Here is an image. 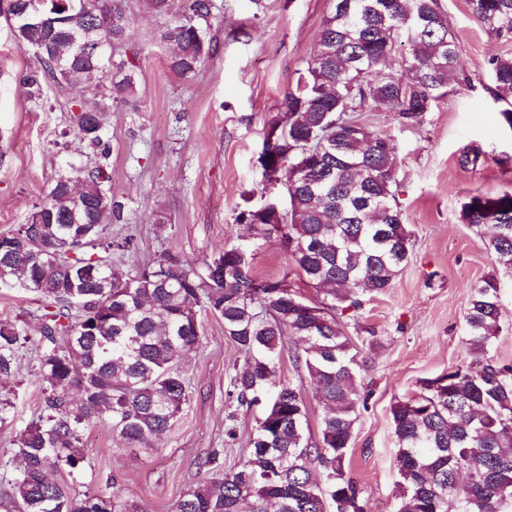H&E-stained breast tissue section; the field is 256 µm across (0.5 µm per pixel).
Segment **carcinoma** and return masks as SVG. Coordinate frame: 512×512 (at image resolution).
<instances>
[{
	"mask_svg": "<svg viewBox=\"0 0 512 512\" xmlns=\"http://www.w3.org/2000/svg\"><path fill=\"white\" fill-rule=\"evenodd\" d=\"M476 20L499 35L512 34V0H468ZM212 0H184L180 15L160 34L174 47L169 68L181 77L212 55L200 26ZM17 43L35 52L27 76L31 97L51 81L73 93L82 115L72 116L76 138L98 160L68 165L28 223L0 238V284L20 281L44 304L38 336L0 323V380L18 369L19 352L36 345L34 371L42 403L21 429L11 454L21 466L4 508L17 512H141L112 493H74L67 478L87 462L83 437L104 421L130 448H153L171 430L189 398L179 367L183 351L202 343L199 309L224 320V336L244 354L228 396L254 406L268 403L249 442V454L224 468L214 452L207 476L188 489L176 512H366L346 463L358 410L363 363L339 314L356 309L359 293L384 294L409 254L410 232L396 202L398 158L389 136L351 118L358 108L384 105L403 125L421 123L438 93L457 75V45L441 0H334L319 47L296 88L282 101L259 157L263 177L285 186L288 216L263 206L239 222L262 236L277 235L292 263L314 287L309 302L287 285L259 278L247 251L230 246L201 270L171 254L133 271L112 263L129 238L103 236L121 217L110 194L108 146L101 109L85 99L86 82L112 66L104 95L115 103L133 90L134 63L102 61L97 35L126 37L123 0H15L5 13ZM405 50L408 82L384 71ZM504 102L512 96V58L492 61ZM461 222L490 226L494 263L512 270V194L474 196ZM94 275L83 280L79 273ZM499 282L472 287L465 328L476 363L432 379L391 405L396 437L398 512H506L512 508V364L488 355L500 328ZM301 348L303 367L326 408L311 438L302 391L276 380L285 339Z\"/></svg>",
	"mask_w": 512,
	"mask_h": 512,
	"instance_id": "1",
	"label": "carcinoma"
}]
</instances>
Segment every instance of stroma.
Returning a JSON list of instances; mask_svg holds the SVG:
<instances>
[{"label":"stroma","mask_w":512,"mask_h":512,"mask_svg":"<svg viewBox=\"0 0 512 512\" xmlns=\"http://www.w3.org/2000/svg\"><path fill=\"white\" fill-rule=\"evenodd\" d=\"M205 28L213 55L196 75L172 73L170 48L161 32L178 16L148 11L143 0H125L127 40L136 54V91L124 102L101 100L110 146L112 195L123 205L120 221L106 225L112 239L132 238L115 261L127 269L170 253L196 266L224 246L246 248L255 273L281 281L309 298L307 285L279 238L254 234L239 224L246 209L269 199L287 204L282 185L262 176L257 162L285 94L295 88L317 49L330 0H214ZM458 46L461 75L433 103L421 124H400L379 106L361 112L373 130L390 136L398 157L397 200L411 231L409 261L387 293L364 295L360 309L345 312L348 333L360 340L367 362V397L351 441L349 471L363 492L367 512H397V442L390 407L419 390L423 381L449 368L475 363L464 331L471 287L494 275L500 282L501 331L491 356L512 361V276L499 272L487 251L486 232L460 220L471 196L512 193V128L495 95L490 61L512 56V35L489 32L471 14L467 0H442ZM35 67L32 51L20 47L0 17V235L10 233L44 198L59 168L79 142L71 133L69 91L52 86L40 100L27 94ZM478 149L477 163L464 166V151ZM41 299L0 286V322L35 333ZM203 342L180 365L190 397L171 431L154 450L123 447L107 423L84 435L88 463L71 483L74 491H117L135 499L142 512H174L180 495L203 476L199 464L219 452L225 467L249 452L256 411H231L227 390L243 355L224 335L222 319L200 316ZM374 345H365L367 335ZM295 346L285 340L278 380L300 386L310 426L323 406L308 375L292 363ZM35 351L22 358L15 376L0 382L14 406L0 422V453L36 417L40 387L33 373ZM235 438H228L227 428Z\"/></svg>","instance_id":"stroma-1"}]
</instances>
